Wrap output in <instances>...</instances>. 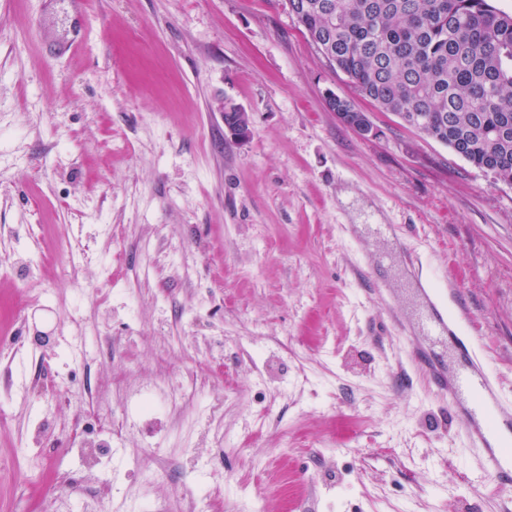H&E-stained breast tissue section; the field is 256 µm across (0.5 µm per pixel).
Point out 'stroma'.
Returning <instances> with one entry per match:
<instances>
[{"mask_svg":"<svg viewBox=\"0 0 512 512\" xmlns=\"http://www.w3.org/2000/svg\"><path fill=\"white\" fill-rule=\"evenodd\" d=\"M23 251L54 261L0 281L21 338L0 350V512H189L192 490L216 512H498L392 320L423 310L415 272L456 282L512 401V185L359 94L287 0H0V266ZM66 377L198 395L116 413L91 459L68 407L38 409ZM337 97L339 99H341L340 97L336 96L332 91H326L325 93V100H328L330 98H333V97ZM343 101H345L348 105V109L347 110H342L339 105L336 103H331L330 101H327V106L328 108L332 111V112H336V114L338 115V117L344 122L346 123L347 125L351 126V127H355V129L362 135H369V134H372L373 132V128L372 126L370 125L367 117L364 118H360L356 121V119L358 118V116L360 115H363L362 112L360 111H357L347 100H344V99H341ZM345 112V113H343ZM352 112V113H350ZM356 121V122H355ZM355 123V125H354ZM224 112H228L224 124L228 131L240 142H245L250 134V121L248 113L239 109L237 105H225Z\"/></svg>","mask_w":512,"mask_h":512,"instance_id":"obj_1","label":"stroma"}]
</instances>
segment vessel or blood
<instances>
[{"instance_id": "obj_1", "label": "vessel or blood", "mask_w": 512, "mask_h": 512, "mask_svg": "<svg viewBox=\"0 0 512 512\" xmlns=\"http://www.w3.org/2000/svg\"><path fill=\"white\" fill-rule=\"evenodd\" d=\"M417 335L408 336V357L421 367L450 414L463 417V437L479 452L483 481L512 490V447L499 444L512 436V404L504 402L497 381L479 359L469 332L466 306L456 288L428 286Z\"/></svg>"}]
</instances>
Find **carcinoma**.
Returning <instances> with one entry per match:
<instances>
[{"instance_id":"obj_1","label":"carcinoma","mask_w":512,"mask_h":512,"mask_svg":"<svg viewBox=\"0 0 512 512\" xmlns=\"http://www.w3.org/2000/svg\"><path fill=\"white\" fill-rule=\"evenodd\" d=\"M363 96L512 184V15L490 0H288Z\"/></svg>"}]
</instances>
